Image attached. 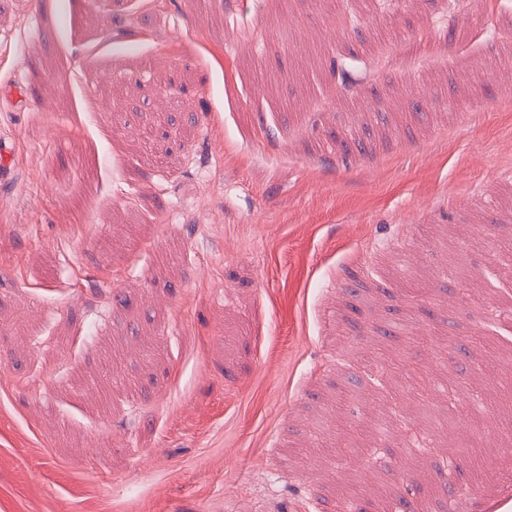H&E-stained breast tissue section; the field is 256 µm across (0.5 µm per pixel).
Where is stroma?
Returning <instances> with one entry per match:
<instances>
[{"label": "stroma", "mask_w": 512, "mask_h": 512, "mask_svg": "<svg viewBox=\"0 0 512 512\" xmlns=\"http://www.w3.org/2000/svg\"><path fill=\"white\" fill-rule=\"evenodd\" d=\"M380 8L0 21V512H512V0Z\"/></svg>", "instance_id": "stroma-1"}]
</instances>
